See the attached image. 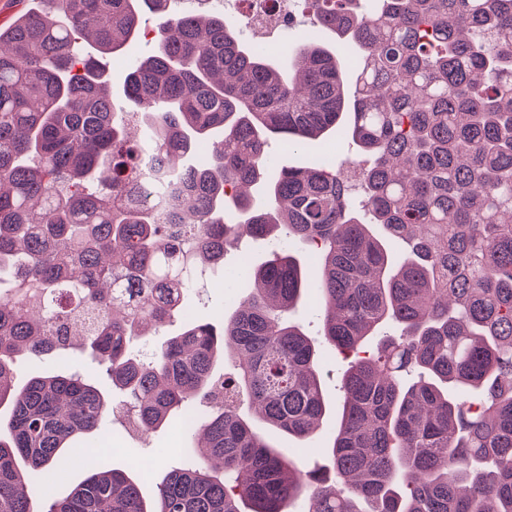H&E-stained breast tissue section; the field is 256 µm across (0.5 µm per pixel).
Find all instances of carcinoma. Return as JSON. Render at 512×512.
Returning a JSON list of instances; mask_svg holds the SVG:
<instances>
[{
  "mask_svg": "<svg viewBox=\"0 0 512 512\" xmlns=\"http://www.w3.org/2000/svg\"><path fill=\"white\" fill-rule=\"evenodd\" d=\"M306 4L318 38L280 61L172 0H27L0 25V512H41L32 474L95 447L114 412L78 373L15 384L19 357L72 348L142 429L203 408L198 457L148 500L144 474L86 452L88 475L47 512H512V0ZM146 13L157 50L131 64L123 112L106 59ZM338 135L367 155L354 176L272 169L269 140ZM243 235L274 246L245 261L235 313L142 354ZM312 288L327 347L399 331L347 368L323 476L275 440L331 410L291 317Z\"/></svg>",
  "mask_w": 512,
  "mask_h": 512,
  "instance_id": "cac0c4a2",
  "label": "carcinoma"
}]
</instances>
